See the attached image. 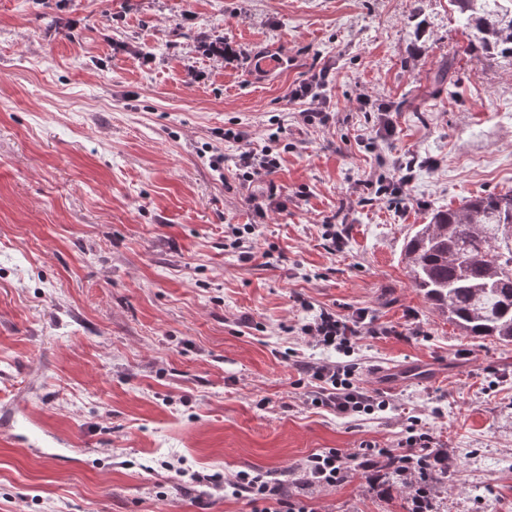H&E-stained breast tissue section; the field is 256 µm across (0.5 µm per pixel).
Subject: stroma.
Returning a JSON list of instances; mask_svg holds the SVG:
<instances>
[{
	"mask_svg": "<svg viewBox=\"0 0 512 512\" xmlns=\"http://www.w3.org/2000/svg\"><path fill=\"white\" fill-rule=\"evenodd\" d=\"M466 44L448 0H0V512H250L161 461L278 480L413 418L448 452L435 512H512V345L461 336L404 258L433 210L512 190V63ZM324 68L312 126L288 94ZM262 149L279 168L244 178L236 155ZM255 223L240 262L225 238ZM323 309L382 328L351 358L387 411L303 402L300 362L344 359L299 331ZM290 491L413 508L374 470Z\"/></svg>",
	"mask_w": 512,
	"mask_h": 512,
	"instance_id": "obj_1",
	"label": "stroma"
}]
</instances>
